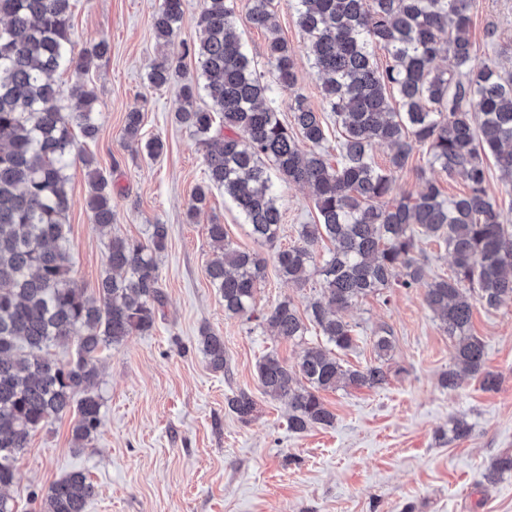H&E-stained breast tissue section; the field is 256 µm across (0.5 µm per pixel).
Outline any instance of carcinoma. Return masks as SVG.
Masks as SVG:
<instances>
[{"instance_id": "cac0c4a2", "label": "carcinoma", "mask_w": 512, "mask_h": 512, "mask_svg": "<svg viewBox=\"0 0 512 512\" xmlns=\"http://www.w3.org/2000/svg\"><path fill=\"white\" fill-rule=\"evenodd\" d=\"M473 0H287L306 37L311 68L321 81L323 111L297 96L286 123L268 102L270 86L243 51L234 23L236 0H203L199 41L178 38L182 0H161L154 15L157 40L172 53L148 72L161 87L182 75L183 60L197 58L196 80L181 86L177 123L204 148L206 180L188 211L194 217L212 189L224 190L255 240L276 246L283 220L271 171L284 183L307 187L317 221L301 225L300 243L278 250L280 278L303 286L314 265L313 247L330 243L316 269L320 294L300 314L284 299L263 315L275 336L302 342L312 326L326 345H308L295 364L268 353L256 364L265 395L288 406V429L303 433L335 421L321 396L339 388H374L387 382L386 361L394 348L391 331L372 337L377 362L350 369L334 350L356 346L342 311L369 295L399 286L421 288L424 301L454 345V360L441 385L455 389L461 373L497 389L498 374L486 368L484 342L471 333L472 301L495 310L512 300V225L487 192L491 156L499 179L512 187V72L479 60L471 36ZM250 22L268 33L266 58L275 82L295 85L293 55L273 23L277 0H244ZM71 0H0V512H15L1 489L15 479L14 461L32 432L76 410L74 447L84 450L102 424L99 384L101 352L155 328L162 292L158 256L169 235L166 224L148 226L146 241L114 236L105 273L88 295L73 278L64 229L71 206L69 176L83 164L90 192L87 207L97 226L112 225V179L77 138L99 133L98 97L81 80L68 87L61 70L86 74L109 46L97 42L75 52ZM384 51L386 64L375 53ZM447 53L446 68L434 66ZM209 105H197L199 94ZM336 126V163L325 149ZM143 115L126 113L124 132L140 141ZM388 145L384 166L373 146ZM421 148L430 167L457 176L467 192L450 198L433 179L408 197H392L395 174ZM221 258L207 277L229 317L251 318L265 277L258 253L240 251L224 225L208 227ZM426 238L449 253L451 274L428 275L417 255ZM75 346L63 363L54 347ZM198 348L215 371L226 366L224 336L204 326ZM243 422L256 402L241 390L227 400ZM512 474V453L496 456L486 475L493 484ZM81 471L54 483L41 512H85L95 495Z\"/></svg>"}]
</instances>
